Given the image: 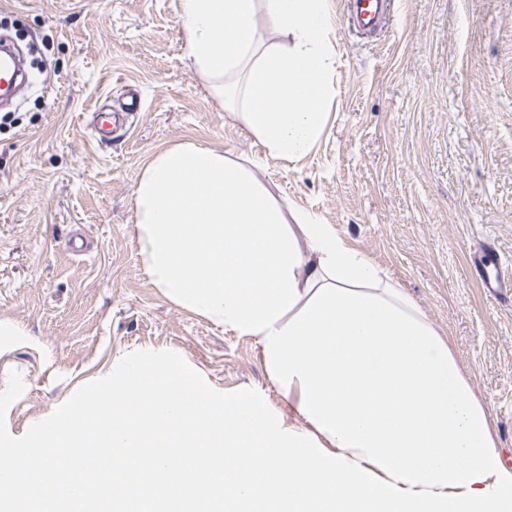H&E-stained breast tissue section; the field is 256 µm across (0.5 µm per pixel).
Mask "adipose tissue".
<instances>
[{
  "label": "adipose tissue",
  "mask_w": 512,
  "mask_h": 512,
  "mask_svg": "<svg viewBox=\"0 0 512 512\" xmlns=\"http://www.w3.org/2000/svg\"><path fill=\"white\" fill-rule=\"evenodd\" d=\"M188 54L275 158H303L332 96L328 0H180ZM284 36L264 45L260 25ZM138 246L173 302L256 337L300 420L171 353L90 381L0 456V512H89L74 471L122 477L112 512H512L489 405L397 283L244 163L185 143L134 192Z\"/></svg>",
  "instance_id": "obj_1"
}]
</instances>
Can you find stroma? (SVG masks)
<instances>
[{
  "label": "stroma",
  "mask_w": 512,
  "mask_h": 512,
  "mask_svg": "<svg viewBox=\"0 0 512 512\" xmlns=\"http://www.w3.org/2000/svg\"><path fill=\"white\" fill-rule=\"evenodd\" d=\"M329 10L328 122L288 163L211 93L180 0H0L47 68L0 128V454L138 350L177 353L294 421L257 339L173 302L144 270L135 187L153 154L188 142L249 163L286 214L317 215L404 288L512 454V304L471 272L488 242L512 275V0H393L370 33L349 26L348 0ZM133 98L139 110L96 143L95 112ZM77 225L85 255L68 247Z\"/></svg>",
  "instance_id": "35a3bbf8"
}]
</instances>
